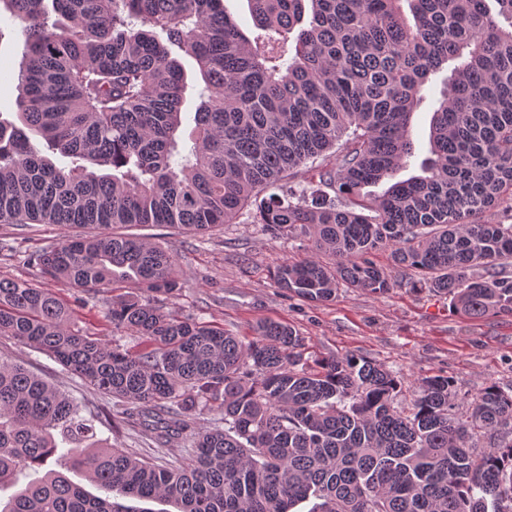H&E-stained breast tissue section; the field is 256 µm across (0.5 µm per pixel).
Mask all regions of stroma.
<instances>
[{
    "mask_svg": "<svg viewBox=\"0 0 512 512\" xmlns=\"http://www.w3.org/2000/svg\"><path fill=\"white\" fill-rule=\"evenodd\" d=\"M23 52L21 24L0 19V113L7 117L16 110L12 76ZM441 88L440 79H433L426 100L413 115L415 155L400 171V179L421 173L420 164L429 155L430 121ZM77 232V227L62 224L0 223V278L58 293L80 330L140 350L135 330L113 328L106 317L114 295L129 296V289L117 293L103 289L81 296L44 278L28 263L32 253ZM114 232L154 242L173 254L181 289L164 304L175 314L223 327L246 339L254 336L256 325L263 321L291 325L304 339L308 360L353 354L392 371L401 381L398 400L402 403L409 401L418 381L435 375L451 378L470 399L492 383L506 391L512 389V316L473 318L453 311L447 294L413 286V273L397 266L390 251L380 250L372 256L394 282L385 293L344 287L329 301L313 302L281 288L274 277L282 264L309 257L305 236L276 238L244 217L203 234L156 225H119ZM1 362L24 367L85 411L94 412L100 442L174 466L188 462L189 441L159 445L152 432L123 422L121 403L92 390L49 356L0 336Z\"/></svg>",
    "mask_w": 512,
    "mask_h": 512,
    "instance_id": "obj_1",
    "label": "stroma"
}]
</instances>
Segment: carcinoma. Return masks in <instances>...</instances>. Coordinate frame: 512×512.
I'll list each match as a JSON object with an SVG mask.
<instances>
[{
	"mask_svg": "<svg viewBox=\"0 0 512 512\" xmlns=\"http://www.w3.org/2000/svg\"><path fill=\"white\" fill-rule=\"evenodd\" d=\"M248 5L254 33L223 0H0L25 36L16 119L0 117V222L96 228L30 261L68 289L141 290L107 318L151 349L82 335L54 293L6 279L0 336L125 404L159 444H193L178 468L102 446L72 399L0 364V488L27 479L0 512H129L123 497L178 512H292L311 498L312 512H512V392L491 383L467 403L438 375L399 405L390 371L354 355L312 367L287 324L245 342L181 320L154 297L178 291L173 256L111 232L253 216L337 258L277 270L311 301L386 291L370 255L389 249L456 311L511 316L512 224L474 217L512 201V0ZM183 57L203 83L186 140ZM445 69L423 175L397 181L415 150L411 115ZM214 402L224 428L192 430ZM55 458L102 495L49 469Z\"/></svg>",
	"mask_w": 512,
	"mask_h": 512,
	"instance_id": "carcinoma-1",
	"label": "carcinoma"
}]
</instances>
